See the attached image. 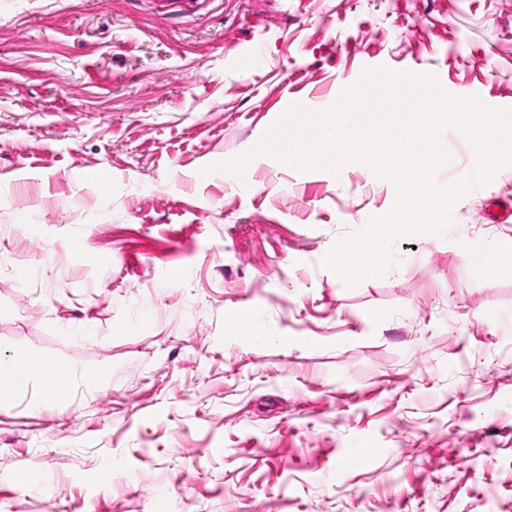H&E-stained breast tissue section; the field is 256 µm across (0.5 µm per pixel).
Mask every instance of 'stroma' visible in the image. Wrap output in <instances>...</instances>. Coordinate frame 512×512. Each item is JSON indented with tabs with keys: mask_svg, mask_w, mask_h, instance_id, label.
Returning <instances> with one entry per match:
<instances>
[{
	"mask_svg": "<svg viewBox=\"0 0 512 512\" xmlns=\"http://www.w3.org/2000/svg\"><path fill=\"white\" fill-rule=\"evenodd\" d=\"M378 65L512 107V0H0V357L73 370L0 404V512L512 504V268L465 263L512 167L354 289L319 262L389 182L200 173Z\"/></svg>",
	"mask_w": 512,
	"mask_h": 512,
	"instance_id": "stroma-1",
	"label": "stroma"
}]
</instances>
